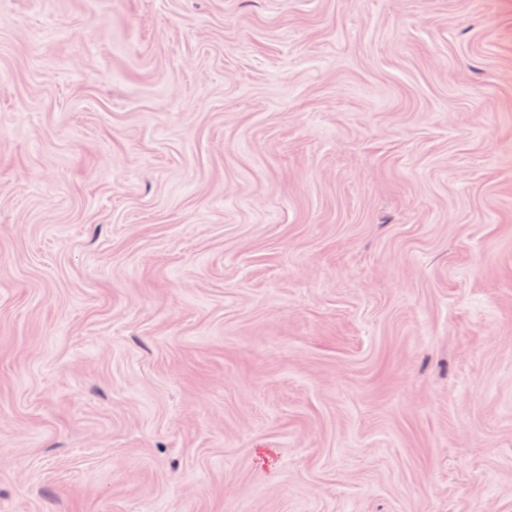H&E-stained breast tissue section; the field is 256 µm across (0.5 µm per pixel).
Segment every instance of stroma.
<instances>
[{"label": "stroma", "instance_id": "obj_1", "mask_svg": "<svg viewBox=\"0 0 512 512\" xmlns=\"http://www.w3.org/2000/svg\"><path fill=\"white\" fill-rule=\"evenodd\" d=\"M0 512H512V0H0Z\"/></svg>", "mask_w": 512, "mask_h": 512}]
</instances>
